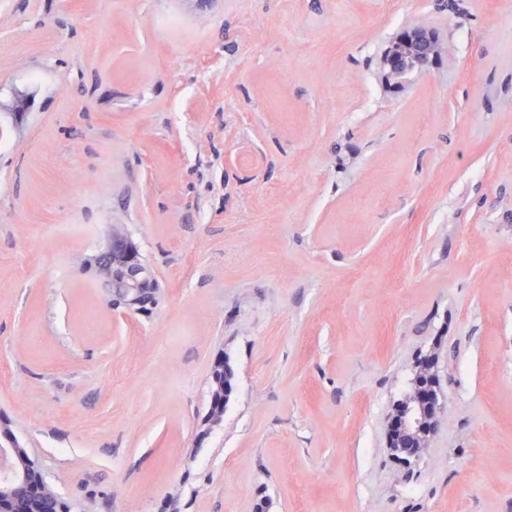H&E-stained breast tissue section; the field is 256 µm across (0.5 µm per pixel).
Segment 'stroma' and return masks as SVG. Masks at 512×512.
<instances>
[{"label": "stroma", "mask_w": 512, "mask_h": 512, "mask_svg": "<svg viewBox=\"0 0 512 512\" xmlns=\"http://www.w3.org/2000/svg\"><path fill=\"white\" fill-rule=\"evenodd\" d=\"M415 22L452 53L397 95ZM0 134V433L64 500L512 512V0H0ZM116 224L159 284L127 317ZM418 400L424 403L428 410L435 408V417L430 418V414L426 415L422 411L419 401L406 404L399 410L398 427L390 428L387 436V448L391 456L408 468L420 459V455L414 450L417 447L411 448V441L404 438V433L432 434L436 427L438 414L447 408L439 384L429 380L419 386Z\"/></svg>", "instance_id": "stroma-1"}]
</instances>
